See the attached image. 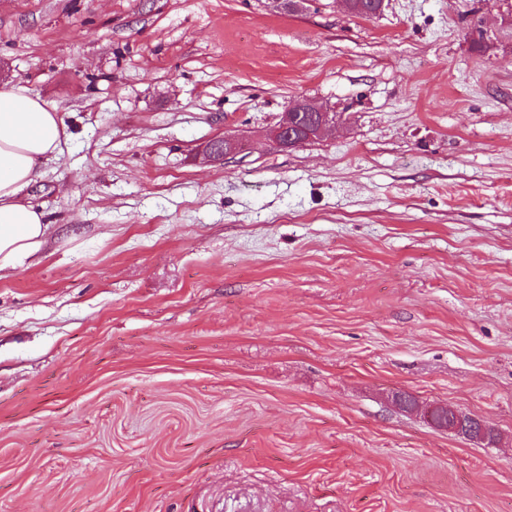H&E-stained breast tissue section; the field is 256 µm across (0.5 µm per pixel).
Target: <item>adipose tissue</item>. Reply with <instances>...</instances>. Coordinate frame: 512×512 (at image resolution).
Returning a JSON list of instances; mask_svg holds the SVG:
<instances>
[{"label":"adipose tissue","mask_w":512,"mask_h":512,"mask_svg":"<svg viewBox=\"0 0 512 512\" xmlns=\"http://www.w3.org/2000/svg\"><path fill=\"white\" fill-rule=\"evenodd\" d=\"M66 136L53 104L23 85H0V272L22 267L45 241L47 215L22 194Z\"/></svg>","instance_id":"adipose-tissue-1"}]
</instances>
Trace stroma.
<instances>
[{
    "label": "stroma",
    "mask_w": 512,
    "mask_h": 512,
    "mask_svg": "<svg viewBox=\"0 0 512 512\" xmlns=\"http://www.w3.org/2000/svg\"><path fill=\"white\" fill-rule=\"evenodd\" d=\"M510 15L0 0L69 133L0 274V512H512ZM302 99L336 124L281 149ZM295 113L296 111L285 112L282 119L267 132L268 137L284 150L295 149L304 143L303 137L296 134L299 129ZM246 150V144L239 140L224 139L221 140L220 147H214L209 144L205 148V154L213 162H223L224 158L230 155H236Z\"/></svg>",
    "instance_id": "35a3bbf8"
}]
</instances>
